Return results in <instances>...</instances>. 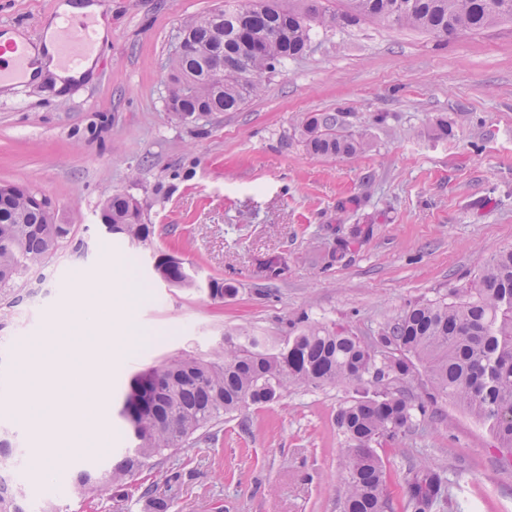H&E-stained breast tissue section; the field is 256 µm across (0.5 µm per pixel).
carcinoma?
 <instances>
[{"label": "carcinoma", "mask_w": 512, "mask_h": 512, "mask_svg": "<svg viewBox=\"0 0 512 512\" xmlns=\"http://www.w3.org/2000/svg\"><path fill=\"white\" fill-rule=\"evenodd\" d=\"M344 13L311 6L285 10L280 0H224V8L184 21L190 50L170 56L171 88L166 108L183 121L197 111L236 112L257 96L276 67L302 55L316 27L350 26L368 18L407 26L444 39L463 30L482 31L512 19V0H348ZM221 65L224 81L215 87L209 72ZM342 113L306 119L302 135L316 156H354L366 142L340 131ZM19 184H0V288L33 268H42L71 238L69 224L47 223L48 205ZM100 221L109 233L130 242L148 241L134 197L115 193L103 202ZM160 280L180 288L197 283L185 262L158 257ZM214 300L237 288L219 278L208 281ZM452 300L417 301L387 319L373 344L341 328L304 325L278 342L242 327L224 338V347L203 359L173 355L158 367L135 374L125 401L134 446L101 474L85 464L71 473L73 488L85 495L121 488L154 458L191 448L211 430L249 405H270L292 385L355 386L356 396L340 407L336 423L346 438L345 490L341 512H395L378 445L404 434L438 397H449L487 423L501 447L512 448V248L493 255ZM421 364L430 392L415 402L388 388L391 377H407ZM14 436L0 432V512H27L22 489L8 474ZM442 479L428 469L408 477L406 512H429Z\"/></svg>", "instance_id": "1"}]
</instances>
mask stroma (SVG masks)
Wrapping results in <instances>:
<instances>
[{
  "label": "stroma",
  "instance_id": "35a3bbf8",
  "mask_svg": "<svg viewBox=\"0 0 512 512\" xmlns=\"http://www.w3.org/2000/svg\"><path fill=\"white\" fill-rule=\"evenodd\" d=\"M61 2L0 0V31L36 43ZM223 6L111 0L92 78L63 91L49 79L0 89V183L28 186L73 228L47 267L0 290V395L55 321L83 303L79 282L127 268L142 287L138 347L117 354L109 375L107 447L80 432L34 433L23 409L0 410V429L24 451L63 445L70 465L109 469L132 445L118 411L139 371L178 352L207 356L240 327L288 335L303 316L366 338L409 303L448 298L512 248V22L444 40L364 19L318 34L240 110L176 123L166 60L186 18ZM338 111L368 149L311 155L303 119ZM441 119L451 135H440ZM115 193L141 203L147 245L104 232L99 208ZM171 251L237 295L214 300L155 278L156 257ZM269 261L279 277H267ZM353 396L349 384L289 387L149 465L124 498L86 502L64 472L25 478L29 512L49 498L62 512H150L147 487L166 512H340L346 440L336 414ZM379 454L399 492L410 467L444 473L450 500L434 512H512V451L449 398Z\"/></svg>",
  "mask_w": 512,
  "mask_h": 512
}]
</instances>
